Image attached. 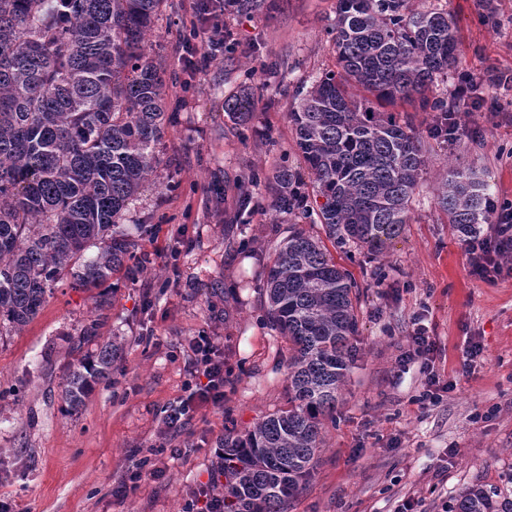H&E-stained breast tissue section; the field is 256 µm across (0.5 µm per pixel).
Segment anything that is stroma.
<instances>
[{
	"label": "stroma",
	"instance_id": "35a3bbf8",
	"mask_svg": "<svg viewBox=\"0 0 512 512\" xmlns=\"http://www.w3.org/2000/svg\"><path fill=\"white\" fill-rule=\"evenodd\" d=\"M191 0H165L148 46L178 74ZM458 23V70L484 79L512 73V0H413ZM336 0H244L225 17L224 50L192 77L171 85L176 112L158 147L152 182L123 214L150 270L117 274L101 288L62 284L23 330L0 329V500L13 512H192L219 464L225 428L243 433L288 406V342L265 320L262 285L290 216L276 213L265 189L236 224V201L251 173L288 163L305 172L288 121L299 90L336 57L327 34ZM254 110L240 119L225 98L245 80ZM457 138H427L426 166L409 222L382 254L333 247L329 254L359 287V333L335 423L325 424L313 471L284 512H450L471 485L512 500V273L472 277L459 237L435 203L453 163L473 166L492 198L512 204V88L495 103L464 107ZM177 190H168V183ZM153 225L142 234V225ZM110 299L97 314L98 294ZM99 320L98 341L122 339L112 382L81 409L65 411L61 391L83 352L71 337ZM424 322L436 343L431 361H401L408 336ZM204 334L224 351V404H198L178 433L164 420L195 382L188 342ZM482 353L464 366L466 351ZM452 383L437 405L419 408L429 376ZM134 493L119 490L132 474Z\"/></svg>",
	"mask_w": 512,
	"mask_h": 512
}]
</instances>
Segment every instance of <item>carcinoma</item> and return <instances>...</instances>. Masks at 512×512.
<instances>
[{"label": "carcinoma", "instance_id": "cac0c4a2", "mask_svg": "<svg viewBox=\"0 0 512 512\" xmlns=\"http://www.w3.org/2000/svg\"><path fill=\"white\" fill-rule=\"evenodd\" d=\"M163 0H0V328L31 322L59 284L97 288L149 264L118 224L149 183L167 124L166 71L146 35ZM336 69L288 112L312 193L290 167L266 188L272 207L320 224L339 245L371 255L398 236L425 167L423 141L394 107L435 113L429 131L447 143L460 106L438 84L455 75L458 26L411 0H337L331 29ZM512 77L491 71L470 102L494 97ZM252 86L224 111L252 110ZM437 205L469 236L491 215L487 184L448 170ZM97 248L92 257L85 251ZM266 318L288 340V409L243 435L227 430L224 512H283L310 476L324 421H336L358 333V286L321 241L293 223L267 266ZM125 344L84 355L62 390L68 409L111 380ZM498 492L470 486L452 512H512Z\"/></svg>", "mask_w": 512, "mask_h": 512}]
</instances>
